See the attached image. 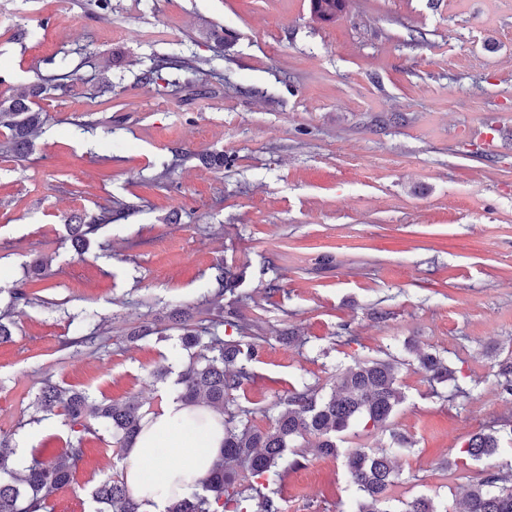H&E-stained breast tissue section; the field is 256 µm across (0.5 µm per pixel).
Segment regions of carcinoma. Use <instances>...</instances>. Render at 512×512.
Returning a JSON list of instances; mask_svg holds the SVG:
<instances>
[{"label":"carcinoma","mask_w":512,"mask_h":512,"mask_svg":"<svg viewBox=\"0 0 512 512\" xmlns=\"http://www.w3.org/2000/svg\"><path fill=\"white\" fill-rule=\"evenodd\" d=\"M344 0H311L312 14L320 21H332L342 10ZM57 74H37L35 81L14 87L0 99V154L22 158L29 147V137L47 121L46 113L37 107V99L53 92H63L70 82L80 80L77 69H68V56L49 60ZM134 205L114 201L99 207L95 214L77 218L67 225L77 255L88 250L91 236L112 223V212L131 210ZM217 284L215 298L235 294L242 275L219 263L215 266ZM12 303L24 306L45 303L28 291V284L9 289ZM188 312L174 308L170 314L172 329L178 332L183 350L201 348L207 354L190 355L189 363L179 372L180 399L187 404L202 402L224 417V447L214 462L201 490L192 497L173 501L167 512H282L277 485L284 470L282 462L288 449L307 436L316 439L315 448L322 455L339 452L336 435L353 424L384 429L401 399L397 385L398 366L395 360L358 361L336 377V388L329 396H318L317 390L303 383L287 392L282 400L284 410L272 418L270 427L259 430L241 420L249 410L237 404V393L251 382V365L260 353L259 337L249 333L247 324L238 320L234 310L218 307L217 318L209 326H190ZM229 325L236 335L222 339L216 332ZM417 352L419 368L429 380L443 382L452 377L445 362L431 354ZM34 406L40 412H58L70 431L66 447L61 451L44 450L34 456L21 475L0 478V512H44L48 498L69 486L84 455V437L92 434L111 438L108 447L120 455L143 429L149 411L144 403L130 399L124 403L90 400L87 392L70 389L44 379L35 396ZM501 437L497 432L481 430L466 442L464 453L475 461L495 455ZM350 483L359 493L355 512H389L382 508L397 473L392 457L384 450L351 448L345 454ZM248 472L239 477L237 468ZM497 473H488L465 493L459 512H512V484ZM102 505L99 512H141V504L129 493L124 479L112 476L100 482L92 493ZM403 512H447L439 509L428 497L419 496L406 503Z\"/></svg>","instance_id":"cac0c4a2"}]
</instances>
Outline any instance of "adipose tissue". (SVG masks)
Wrapping results in <instances>:
<instances>
[{
	"instance_id": "adipose-tissue-1",
	"label": "adipose tissue",
	"mask_w": 512,
	"mask_h": 512,
	"mask_svg": "<svg viewBox=\"0 0 512 512\" xmlns=\"http://www.w3.org/2000/svg\"><path fill=\"white\" fill-rule=\"evenodd\" d=\"M223 444L221 415L168 396L159 413L146 416L121 461L126 486L142 512H166L173 499L198 492Z\"/></svg>"
}]
</instances>
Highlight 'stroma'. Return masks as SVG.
Returning a JSON list of instances; mask_svg holds the SVG:
<instances>
[{"label":"stroma","instance_id":"stroma-1","mask_svg":"<svg viewBox=\"0 0 512 512\" xmlns=\"http://www.w3.org/2000/svg\"><path fill=\"white\" fill-rule=\"evenodd\" d=\"M111 2L106 15L87 0H0V99L79 46L84 75L112 84L95 99L78 82L40 100L48 120L26 157L0 155L8 470L64 446L61 417L32 407L45 378L157 406L189 361L165 328L169 309L183 306L194 325L215 318L221 262L243 275L224 307L262 338L238 396L254 428L300 383L327 395L355 362H398L390 430L351 426L336 456L310 442L289 449L283 512H353L344 450L388 448L396 433L408 443L392 512L417 496L455 512L485 472L512 478V392L497 375L512 359V0H345L331 22L310 0ZM180 52L198 60L191 88L142 83L153 56ZM213 154L223 168L204 163ZM110 200L139 209L77 258L72 215ZM36 259L45 271L34 282ZM22 281L43 305L10 307ZM146 324L163 335L129 341ZM408 339L454 380L428 381ZM482 429L503 441L474 461L461 448ZM120 470L87 437L48 512H96L94 488Z\"/></svg>","mask_w":512,"mask_h":512}]
</instances>
